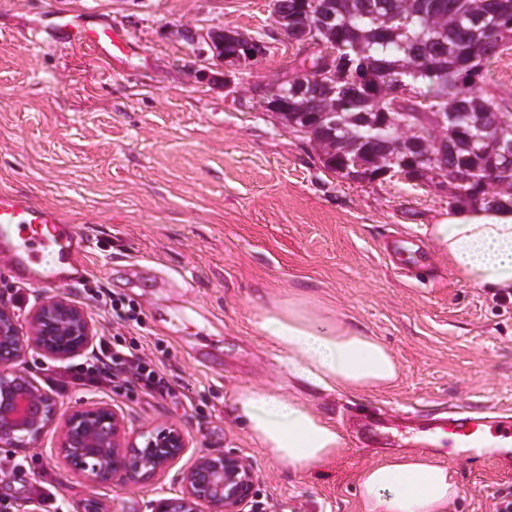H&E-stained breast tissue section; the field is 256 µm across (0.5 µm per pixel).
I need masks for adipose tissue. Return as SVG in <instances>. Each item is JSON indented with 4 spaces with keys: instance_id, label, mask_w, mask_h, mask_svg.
Returning a JSON list of instances; mask_svg holds the SVG:
<instances>
[{
    "instance_id": "obj_1",
    "label": "adipose tissue",
    "mask_w": 512,
    "mask_h": 512,
    "mask_svg": "<svg viewBox=\"0 0 512 512\" xmlns=\"http://www.w3.org/2000/svg\"><path fill=\"white\" fill-rule=\"evenodd\" d=\"M424 232L464 281L512 296V209L459 208ZM255 326L286 354L291 375L310 385L374 390L398 377V364L382 342L301 299L261 309ZM231 406L252 438L289 469L311 468L344 446L336 426L295 395L244 389ZM358 490L361 512H451L460 494L453 469L423 454L367 467Z\"/></svg>"
}]
</instances>
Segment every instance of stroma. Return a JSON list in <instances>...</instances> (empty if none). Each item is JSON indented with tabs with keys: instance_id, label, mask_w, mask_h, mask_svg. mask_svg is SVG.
Instances as JSON below:
<instances>
[{
	"instance_id": "obj_1",
	"label": "stroma",
	"mask_w": 512,
	"mask_h": 512,
	"mask_svg": "<svg viewBox=\"0 0 512 512\" xmlns=\"http://www.w3.org/2000/svg\"><path fill=\"white\" fill-rule=\"evenodd\" d=\"M80 16L133 42L115 59L60 39L59 17ZM229 28L260 40L245 70L201 52L197 34ZM36 35L28 44L26 35ZM303 56L277 28L271 0H0V192L56 209L91 239L84 280L59 292L85 308L96 337L111 339L101 288L141 311L126 329L165 371L173 396L140 385L60 390L62 361H25L61 412L108 403L129 433L182 427L189 465L224 451L257 474L250 512H359L368 465L410 452L429 417L462 403L512 417V299L457 276L440 256L418 282L385 257L400 232L419 237L448 214V193L384 175L374 182L324 169L313 143L264 112L253 86L272 85ZM291 296L341 315L383 342L399 364L389 386L319 390L295 380L282 354L253 326L260 309ZM246 388L300 396L345 437L336 458L294 472L275 461L230 414ZM388 422L364 435L361 418ZM56 427L33 448L0 447V512H27L30 484L55 486L66 512H152L178 489L177 469L135 484H98L69 472ZM454 512H495L512 495V470L461 455Z\"/></svg>"
}]
</instances>
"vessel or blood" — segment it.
Instances as JSON below:
<instances>
[{
    "label": "vessel or blood",
    "mask_w": 512,
    "mask_h": 512,
    "mask_svg": "<svg viewBox=\"0 0 512 512\" xmlns=\"http://www.w3.org/2000/svg\"><path fill=\"white\" fill-rule=\"evenodd\" d=\"M67 42L94 46L102 54L119 56L129 43L126 34L109 28L92 29L72 19L61 22ZM89 240L53 208L17 193H0V266L18 279L36 284L68 285L84 276ZM388 249L403 276L427 268L431 258L417 240L399 237ZM435 432L447 433L449 456L492 457L502 469L512 468V421L478 408H460L439 418Z\"/></svg>",
    "instance_id": "obj_1"
}]
</instances>
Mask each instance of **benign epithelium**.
Returning a JSON list of instances; mask_svg holds the SVG:
<instances>
[{"label":"benign epithelium","mask_w":512,"mask_h":512,"mask_svg":"<svg viewBox=\"0 0 512 512\" xmlns=\"http://www.w3.org/2000/svg\"><path fill=\"white\" fill-rule=\"evenodd\" d=\"M213 56L230 66L224 32L203 35ZM94 328L87 311L58 294L37 300L26 329L13 309L0 303V446L26 450L57 421V404L24 367L30 351L67 360L92 345ZM189 439L176 424H160L131 436L121 412L111 404L75 409L59 425V453L74 474L97 482L118 473L133 483L173 468L186 454ZM179 490L155 501L153 512H245L256 484L251 462L238 453L209 452L182 469Z\"/></svg>","instance_id":"7a95c632"}]
</instances>
